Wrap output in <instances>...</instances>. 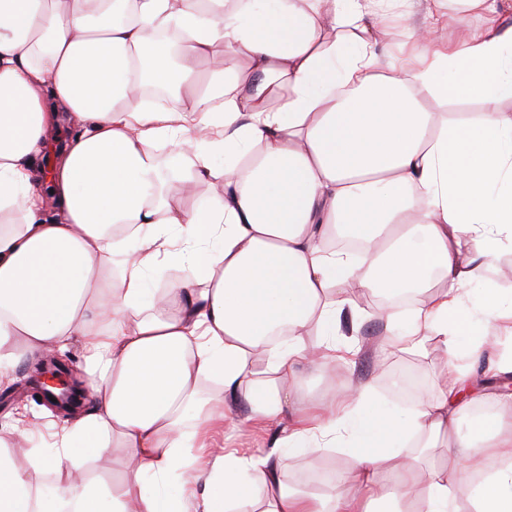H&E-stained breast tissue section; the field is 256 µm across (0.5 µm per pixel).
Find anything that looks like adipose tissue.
Masks as SVG:
<instances>
[{"label":"adipose tissue","mask_w":512,"mask_h":512,"mask_svg":"<svg viewBox=\"0 0 512 512\" xmlns=\"http://www.w3.org/2000/svg\"><path fill=\"white\" fill-rule=\"evenodd\" d=\"M417 0H0V382L36 354L81 337L91 407L57 452L27 467L0 441V512H512V409L461 431L486 393L456 366L411 412L376 408L369 383L323 405L297 368L335 367L326 339L355 291L427 298L388 346L454 358L473 331L464 290L485 285L486 327L469 355L512 333V0H447L406 29L400 55L377 45ZM480 16V29L469 28ZM179 30L176 62L146 60ZM244 68L227 66V59ZM207 63L208 77L199 65ZM167 90L171 106L143 89ZM477 101L440 119L425 102ZM81 130L56 155L51 192L36 162L46 133ZM166 149L182 194L166 191ZM224 159L222 194L187 209ZM354 239L362 251L334 248ZM470 256H463V246ZM180 279L148 290L147 271ZM320 337L316 350L301 336ZM284 424L283 444L357 448L347 489L290 490L274 451L220 447L241 417ZM444 444L422 474L394 449ZM86 457L125 451L120 485L74 475ZM57 474L52 505L32 476ZM179 475L174 496L147 492Z\"/></svg>","instance_id":"obj_1"}]
</instances>
